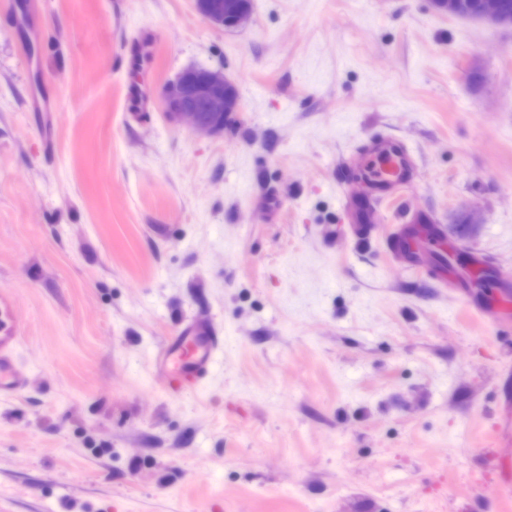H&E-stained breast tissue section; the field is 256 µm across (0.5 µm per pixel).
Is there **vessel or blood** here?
Instances as JSON below:
<instances>
[{
    "label": "vessel or blood",
    "mask_w": 512,
    "mask_h": 512,
    "mask_svg": "<svg viewBox=\"0 0 512 512\" xmlns=\"http://www.w3.org/2000/svg\"><path fill=\"white\" fill-rule=\"evenodd\" d=\"M354 175L364 185V201L357 204L349 182L338 185L341 207L349 220L351 234H366L369 215L366 202L384 203L396 199L415 185L419 173L409 148L399 140L372 136L363 141L355 155ZM446 232L439 224H407L395 235L391 247L405 266L429 267L443 270L448 266L445 247ZM490 263L487 255L473 251L465 275L452 279L455 288L467 287L471 280L486 281L492 288L491 297L483 303L471 304V312L486 325L499 329L512 324V281L488 277ZM22 342L18 326L0 334V397L14 396L25 390L26 370L16 359ZM223 338L208 322H192L169 337L155 355V368L170 392H196L205 384L217 363ZM485 475L492 491L512 483V458H487Z\"/></svg>",
    "instance_id": "b4317fda"
}]
</instances>
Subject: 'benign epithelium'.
<instances>
[{
	"instance_id": "obj_1",
	"label": "benign epithelium",
	"mask_w": 512,
	"mask_h": 512,
	"mask_svg": "<svg viewBox=\"0 0 512 512\" xmlns=\"http://www.w3.org/2000/svg\"><path fill=\"white\" fill-rule=\"evenodd\" d=\"M198 14L213 26L226 30L245 26L251 8L236 0H193ZM438 12L461 18H474L496 26L512 27V17L503 0H477V8H469L465 0H432ZM239 92L233 80L219 71L190 68L169 82L164 90L166 116L187 126L200 136H214L224 131L222 120L237 111Z\"/></svg>"
}]
</instances>
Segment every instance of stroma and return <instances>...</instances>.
<instances>
[{
    "mask_svg": "<svg viewBox=\"0 0 512 512\" xmlns=\"http://www.w3.org/2000/svg\"><path fill=\"white\" fill-rule=\"evenodd\" d=\"M10 2L0 324L24 328L28 386L0 398V512H498L481 469L512 326L389 236L423 217L512 275V28L430 0H251L231 31L192 0ZM193 66L238 86L219 135L165 115ZM374 134L421 177L349 237L341 159ZM192 321L224 347L177 397L154 354Z\"/></svg>",
    "mask_w": 512,
    "mask_h": 512,
    "instance_id": "35a3bbf8",
    "label": "stroma"
}]
</instances>
